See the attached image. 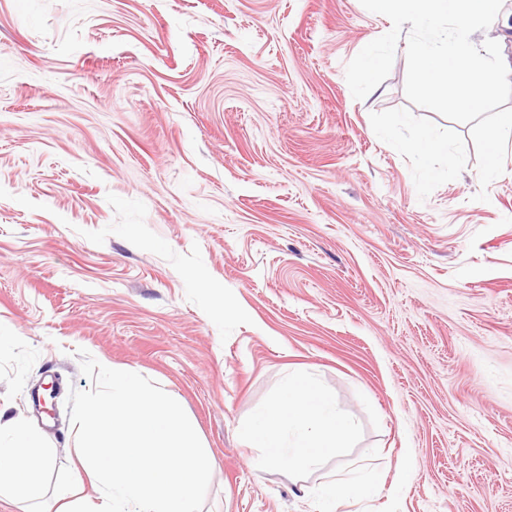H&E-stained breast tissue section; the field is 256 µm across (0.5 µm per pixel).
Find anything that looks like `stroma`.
I'll list each match as a JSON object with an SVG mask.
<instances>
[{"label":"stroma","instance_id":"35a3bbf8","mask_svg":"<svg viewBox=\"0 0 512 512\" xmlns=\"http://www.w3.org/2000/svg\"><path fill=\"white\" fill-rule=\"evenodd\" d=\"M389 29L360 0H0V419L50 453L0 512L101 502L66 407L82 348L183 407L203 512H321L339 477L378 487L335 512H512V147L481 187L401 45L355 99ZM292 372L357 424L303 474L240 433ZM415 149L425 161L431 160L434 155L448 154L446 143L433 133L423 134L416 142Z\"/></svg>","mask_w":512,"mask_h":512}]
</instances>
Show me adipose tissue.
<instances>
[{
    "label": "adipose tissue",
    "mask_w": 512,
    "mask_h": 512,
    "mask_svg": "<svg viewBox=\"0 0 512 512\" xmlns=\"http://www.w3.org/2000/svg\"><path fill=\"white\" fill-rule=\"evenodd\" d=\"M244 433L251 447L263 449L269 461L308 470L348 447L354 424L311 378L292 377ZM49 464L43 442L28 422L21 417L9 420L0 435V487L34 491Z\"/></svg>",
    "instance_id": "1"
}]
</instances>
